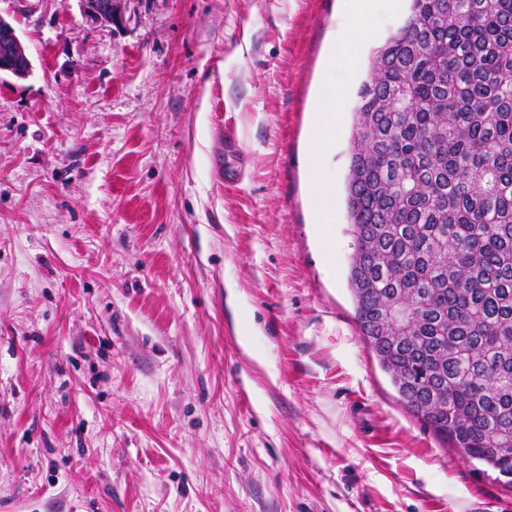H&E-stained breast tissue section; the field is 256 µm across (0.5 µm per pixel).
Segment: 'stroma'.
<instances>
[{"instance_id":"obj_1","label":"stroma","mask_w":512,"mask_h":512,"mask_svg":"<svg viewBox=\"0 0 512 512\" xmlns=\"http://www.w3.org/2000/svg\"><path fill=\"white\" fill-rule=\"evenodd\" d=\"M121 6L0 0L32 63L0 78V512H512L355 321L353 111L409 0L368 27L346 0ZM84 14L95 20L116 25L122 21L119 3L121 0H79ZM238 153L239 159L241 162H244V156L241 155L239 150V142L234 134V132L230 129H227L224 131V147L221 148V150L215 154L213 158V172L216 175L218 179H225L226 181H229L232 179V176L229 173H225V169L222 163V156L224 153Z\"/></svg>"}]
</instances>
